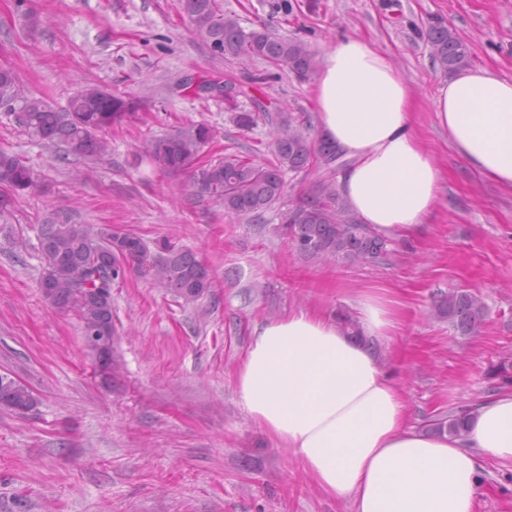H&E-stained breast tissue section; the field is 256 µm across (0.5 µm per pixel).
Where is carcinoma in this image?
<instances>
[{"mask_svg": "<svg viewBox=\"0 0 512 512\" xmlns=\"http://www.w3.org/2000/svg\"><path fill=\"white\" fill-rule=\"evenodd\" d=\"M183 10L203 33L214 52L226 58L260 59L277 68L305 77L316 67L314 53L304 42L278 36L266 28L245 31L233 15L217 8L216 0H183ZM434 59L448 72L467 66L471 48L443 21H434L427 32ZM13 104L23 131L47 144L63 146L60 160H93L105 155L108 142L102 133L149 110L147 101L114 94L96 85L84 87L62 110H54L42 98L28 95L14 72L0 67V108ZM238 127L249 130L262 120L281 130L273 141L274 159L266 164L237 155L219 161L203 160V150L215 138L205 122H189L175 132L152 137L143 144L146 161L156 170L185 173L189 195L209 197L224 212L257 222L278 209L280 224L274 231L289 240L301 255L341 262H375L389 254L388 240L351 213L336 187V147L314 140L304 128V117L272 115L257 105L234 116ZM287 173L315 175L314 188L285 201ZM36 187L35 174L20 158L0 150V194H19ZM39 240L45 258L40 288L46 300L60 311L77 314L85 343L102 367H112L114 327L112 284L124 279L130 263L142 261L145 247L136 235L105 228L97 234L84 224L41 225ZM166 255L153 266L161 287L185 302H194L213 287L207 267L192 253L162 245ZM486 307L472 292L450 290L440 295L432 315L448 322L462 336L477 331ZM495 388L512 385V362L500 363L491 373ZM37 405L26 385L0 375V408L17 413ZM471 406H461L428 420L435 433L457 436L464 432Z\"/></svg>", "mask_w": 512, "mask_h": 512, "instance_id": "obj_1", "label": "carcinoma"}]
</instances>
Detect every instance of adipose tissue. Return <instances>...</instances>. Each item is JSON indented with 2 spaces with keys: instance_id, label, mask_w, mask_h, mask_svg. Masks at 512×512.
<instances>
[{
  "instance_id": "obj_1",
  "label": "adipose tissue",
  "mask_w": 512,
  "mask_h": 512,
  "mask_svg": "<svg viewBox=\"0 0 512 512\" xmlns=\"http://www.w3.org/2000/svg\"><path fill=\"white\" fill-rule=\"evenodd\" d=\"M317 127L348 160L339 192L388 235L420 232L442 172L413 120L416 97L388 57L358 36L336 40L313 84ZM439 125L476 172L512 188V79L475 67L440 82ZM365 335L386 337L395 311L360 304ZM247 415L315 486L353 512H476L480 457L512 460V392L480 402L466 433L408 428V406L372 350L313 310L263 323L235 373Z\"/></svg>"
}]
</instances>
